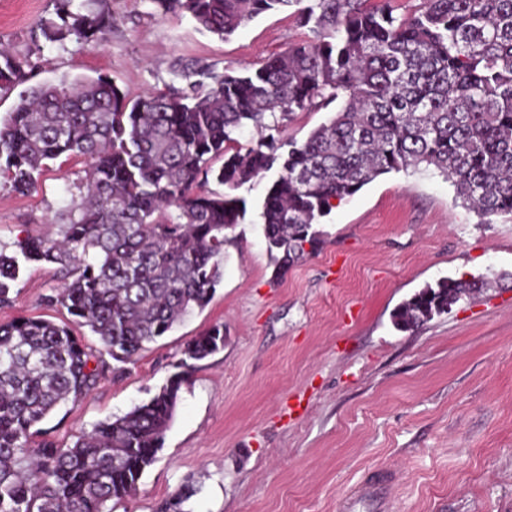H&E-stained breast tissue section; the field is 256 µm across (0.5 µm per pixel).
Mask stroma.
I'll return each instance as SVG.
<instances>
[{"mask_svg":"<svg viewBox=\"0 0 512 512\" xmlns=\"http://www.w3.org/2000/svg\"><path fill=\"white\" fill-rule=\"evenodd\" d=\"M104 42L35 47L52 0H0V47L26 57L34 82L104 75L131 96L175 84L182 64L254 69L309 38L272 10L219 38L151 0H107ZM84 158L51 162L25 195L0 179V241L55 234ZM269 179L237 191L246 215L225 246L224 276L194 310L122 372L59 408L41 438L72 444L107 417L149 400L187 344L212 325L224 346L193 362L175 418L136 494L114 512H159L178 491L188 512H348L344 496L382 469L349 512H512V215L484 219L431 168L393 171L336 202L319 251L276 277L260 210ZM483 275L491 288L412 330L395 310L425 285ZM56 266L24 270L0 323L67 320L44 298Z\"/></svg>","mask_w":512,"mask_h":512,"instance_id":"obj_1","label":"stroma"}]
</instances>
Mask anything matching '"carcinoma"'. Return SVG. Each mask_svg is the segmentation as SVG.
I'll return each instance as SVG.
<instances>
[{"label": "carcinoma", "instance_id": "1", "mask_svg": "<svg viewBox=\"0 0 512 512\" xmlns=\"http://www.w3.org/2000/svg\"><path fill=\"white\" fill-rule=\"evenodd\" d=\"M222 38L258 15L291 8L312 37L252 72L194 64L186 88L133 97L106 76L46 81L20 93L0 120V175L34 188L47 162L89 160L55 237L0 244V305L31 263L59 266L66 282L45 297L101 345L94 353L66 323L0 324V512H113L156 460L190 361L224 347V325L192 339L149 400L98 423L70 446L30 440L62 404L86 397L105 361L135 362L223 277L225 231L246 202L204 189L208 162L236 190L269 172L261 205L275 276L323 243L316 229L334 201L380 175L433 167L484 216L512 215V0H421L394 14L390 0H152ZM38 36L98 41L112 30L105 0H54ZM28 62L0 50V93L28 80ZM341 102L302 142L276 138L298 112ZM258 137L243 144V133ZM484 276L444 278L393 315L403 330L482 293Z\"/></svg>", "mask_w": 512, "mask_h": 512}]
</instances>
